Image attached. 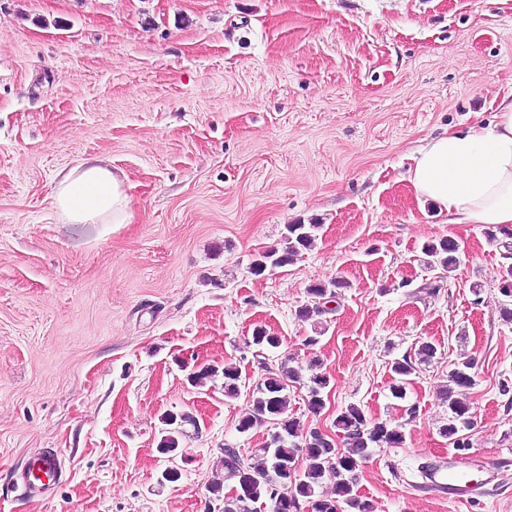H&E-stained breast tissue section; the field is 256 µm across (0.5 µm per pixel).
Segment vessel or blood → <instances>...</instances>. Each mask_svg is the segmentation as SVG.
Segmentation results:
<instances>
[{"instance_id": "obj_1", "label": "vessel or blood", "mask_w": 512, "mask_h": 512, "mask_svg": "<svg viewBox=\"0 0 512 512\" xmlns=\"http://www.w3.org/2000/svg\"><path fill=\"white\" fill-rule=\"evenodd\" d=\"M57 466L58 459L55 454L43 455L23 474L25 486L32 489L53 481ZM501 478L499 462L483 454H448L435 457L426 463L420 488L453 503H476Z\"/></svg>"}]
</instances>
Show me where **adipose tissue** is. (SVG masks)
<instances>
[{"mask_svg":"<svg viewBox=\"0 0 512 512\" xmlns=\"http://www.w3.org/2000/svg\"><path fill=\"white\" fill-rule=\"evenodd\" d=\"M408 181L449 223L512 226V101L487 124L431 138ZM124 184L110 165L86 159L60 174L51 205L66 224H125Z\"/></svg>","mask_w":512,"mask_h":512,"instance_id":"1","label":"adipose tissue"}]
</instances>
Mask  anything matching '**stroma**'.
<instances>
[{
	"mask_svg": "<svg viewBox=\"0 0 512 512\" xmlns=\"http://www.w3.org/2000/svg\"><path fill=\"white\" fill-rule=\"evenodd\" d=\"M506 98L512 0H0V512H222L224 446L248 459L269 433L238 431L254 385L312 358L324 409L287 389L304 429L333 432L350 404L403 427L359 463L373 512H512V469L468 506L414 488L449 451L439 392L463 355L471 449L512 462V322L483 226L408 182L427 140ZM89 158L125 174L129 223H59L56 178ZM310 222L299 260L250 274ZM446 237L456 270L427 269ZM337 277L332 313L299 320ZM259 328L281 338L267 368ZM422 339L436 355L396 398L391 363ZM46 450L61 475L28 494L17 477ZM459 244L448 238L425 243L422 247L423 254L428 258L424 263L429 269L440 266L448 273L454 271L458 263ZM348 282L343 279H334L328 282V284L323 282H315L308 286L307 294L310 298H314L312 300L314 302L313 306L309 304H303L297 310V317L301 321H308L311 319L314 313L322 314L326 313V310H323L320 307L321 300H325L329 297H334L336 292L333 288H347ZM318 300V301H316ZM330 385V380L325 373H315L307 382L309 393L308 407L313 413H320L325 406L324 393Z\"/></svg>",
	"mask_w": 512,
	"mask_h": 512,
	"instance_id": "35a3bbf8",
	"label": "stroma"
}]
</instances>
